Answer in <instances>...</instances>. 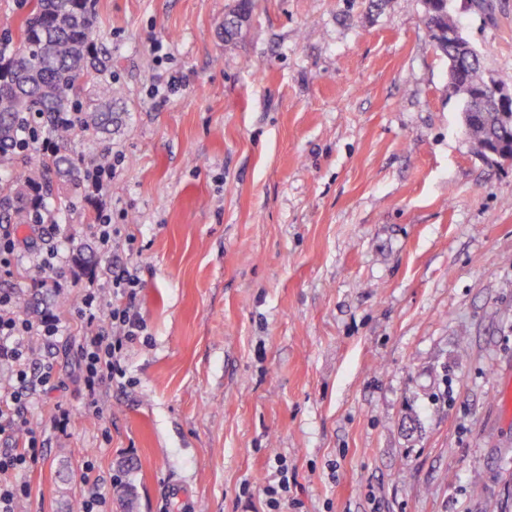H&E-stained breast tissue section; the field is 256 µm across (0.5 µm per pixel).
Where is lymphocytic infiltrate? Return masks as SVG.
Wrapping results in <instances>:
<instances>
[{"instance_id":"lymphocytic-infiltrate-1","label":"lymphocytic infiltrate","mask_w":512,"mask_h":512,"mask_svg":"<svg viewBox=\"0 0 512 512\" xmlns=\"http://www.w3.org/2000/svg\"><path fill=\"white\" fill-rule=\"evenodd\" d=\"M21 252L14 230L0 231V364L11 374L0 378V437L24 434L23 448L0 449V512H20L29 494L20 473L30 471L42 460L39 435L28 411L44 393L56 390L57 374L52 361H36V344H50L61 333L58 319L32 321L20 310L17 296L7 283L19 263ZM139 276L135 267L113 263L102 283L87 291L76 315L83 328L76 352L82 365L84 405L100 413V391L104 384L125 375L122 365L126 347L144 330L135 306Z\"/></svg>"}]
</instances>
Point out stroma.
<instances>
[{
	"label": "stroma",
	"instance_id": "1",
	"mask_svg": "<svg viewBox=\"0 0 512 512\" xmlns=\"http://www.w3.org/2000/svg\"><path fill=\"white\" fill-rule=\"evenodd\" d=\"M452 0L487 76L512 88V0ZM93 0L123 122L103 196L74 198L36 250L88 244L66 287L13 284L62 342L64 387L31 407L44 459L22 512H69L100 480L108 512H512V161L484 162L448 86L423 0ZM177 77L166 97L160 83ZM120 234L101 250L87 214ZM137 267L144 339L102 415L83 409L63 297L89 270ZM68 402L67 431L53 428ZM256 6L255 0H235L224 16V39L230 41L236 38L243 23L250 18ZM279 466H280L279 479L277 480V482L269 483L268 485H266L263 490L265 492L266 496L268 497L267 505L269 506L271 511H274V512H277L276 508H278L280 506L279 497H282L283 494L288 493V484H289L288 467L287 466L285 467L284 464H281ZM276 483H277V487L275 486Z\"/></svg>",
	"mask_w": 512,
	"mask_h": 512
}]
</instances>
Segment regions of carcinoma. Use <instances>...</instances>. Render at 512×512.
Instances as JSON below:
<instances>
[{
    "instance_id": "1",
    "label": "carcinoma",
    "mask_w": 512,
    "mask_h": 512,
    "mask_svg": "<svg viewBox=\"0 0 512 512\" xmlns=\"http://www.w3.org/2000/svg\"><path fill=\"white\" fill-rule=\"evenodd\" d=\"M426 2L423 23L432 45L457 62L470 85V96L461 97L471 118L465 134L478 155L512 159V115L472 104L486 93L480 57L448 44V25H457L449 0ZM255 6L256 0H234L224 16V40L239 35ZM107 72L92 0H18L15 29L0 37V164L19 160L25 167L0 186L1 223L43 224L70 209V191L82 175L76 145L122 122L118 89L92 96Z\"/></svg>"
}]
</instances>
